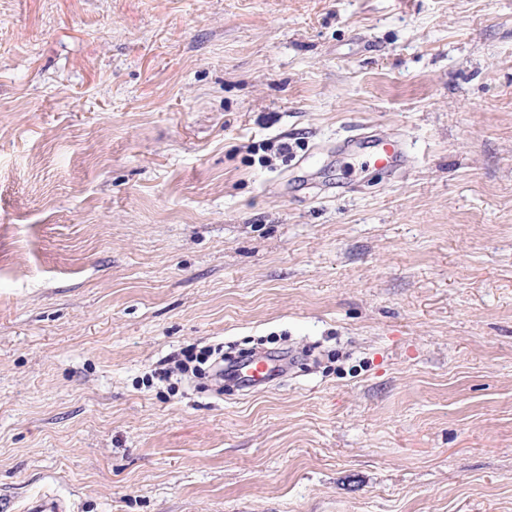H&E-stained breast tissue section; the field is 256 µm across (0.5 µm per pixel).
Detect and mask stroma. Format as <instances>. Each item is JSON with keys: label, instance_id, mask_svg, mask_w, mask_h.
I'll return each instance as SVG.
<instances>
[{"label": "stroma", "instance_id": "obj_1", "mask_svg": "<svg viewBox=\"0 0 512 512\" xmlns=\"http://www.w3.org/2000/svg\"><path fill=\"white\" fill-rule=\"evenodd\" d=\"M247 342L303 363L142 383ZM43 492L512 512V0H0V495ZM369 161L385 167L394 166L403 155L402 146L398 141L374 139ZM286 368L283 359L265 353L233 359L228 367L239 386L246 391L272 385L284 375Z\"/></svg>", "mask_w": 512, "mask_h": 512}]
</instances>
